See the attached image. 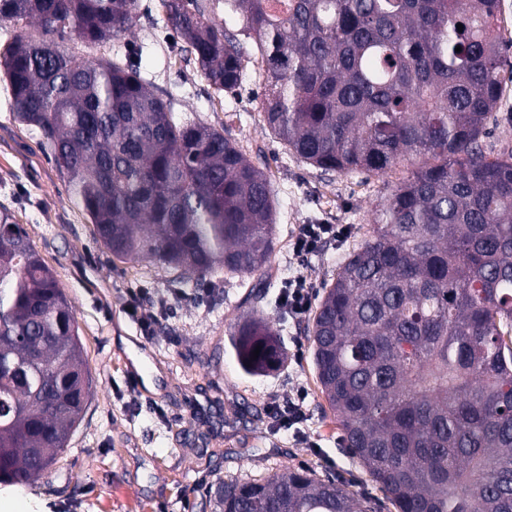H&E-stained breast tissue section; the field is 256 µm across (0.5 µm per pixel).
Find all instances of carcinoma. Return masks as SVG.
I'll return each mask as SVG.
<instances>
[{
	"label": "carcinoma",
	"instance_id": "carcinoma-1",
	"mask_svg": "<svg viewBox=\"0 0 512 512\" xmlns=\"http://www.w3.org/2000/svg\"><path fill=\"white\" fill-rule=\"evenodd\" d=\"M160 3L215 93L240 87L246 60L259 65L263 121L303 161L340 174L414 165L323 288L309 329L317 380L344 448L396 512H512V151L482 145L501 103V0ZM135 5L0 0V20L34 27L0 55L14 120L40 137L113 259L182 282L254 276L276 246L266 173L120 57L58 49L130 33ZM232 347L251 372L286 358L254 310ZM92 384L66 296L0 206V481L50 469ZM209 506L374 509L308 468L219 477Z\"/></svg>",
	"mask_w": 512,
	"mask_h": 512
}]
</instances>
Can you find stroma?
Returning <instances> with one entry per match:
<instances>
[{"label": "stroma", "instance_id": "stroma-1", "mask_svg": "<svg viewBox=\"0 0 512 512\" xmlns=\"http://www.w3.org/2000/svg\"><path fill=\"white\" fill-rule=\"evenodd\" d=\"M176 37L160 0H137L136 23L125 38L89 48L72 37L60 47L90 59L132 53L174 112L222 129L267 173L277 203L276 247L264 274L270 288L252 301L250 277L218 271L186 284L165 270L113 261L68 200L36 134L14 121L0 82V205L14 212L53 269L93 378L84 418L52 472L23 486L0 483V512H210L205 492L216 478L260 479L301 466L349 482L355 494L377 501L378 512H395L348 456L320 392L306 337L312 313L288 316L278 297L298 274L320 297L348 249L371 235L380 197L412 167L404 163L382 176L322 173L265 127L256 67H248L239 89L214 94L183 62ZM304 224H340L345 235L302 260L292 240ZM138 286L172 303L170 316L147 336L126 308L128 289ZM251 305L285 348L277 371L250 374L236 359L230 336ZM130 365L144 373L145 391L131 392ZM298 388L306 393L307 419L298 431L280 429L272 398Z\"/></svg>", "mask_w": 512, "mask_h": 512}]
</instances>
